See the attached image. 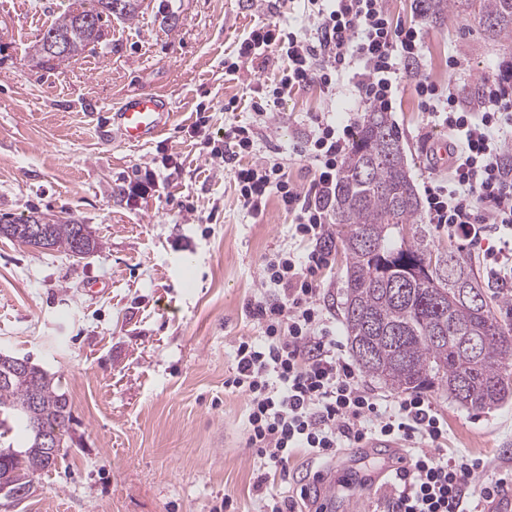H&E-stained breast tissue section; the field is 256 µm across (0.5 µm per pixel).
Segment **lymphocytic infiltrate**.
I'll list each match as a JSON object with an SVG mask.
<instances>
[{
  "mask_svg": "<svg viewBox=\"0 0 512 512\" xmlns=\"http://www.w3.org/2000/svg\"><path fill=\"white\" fill-rule=\"evenodd\" d=\"M309 24L291 30L277 23L252 29L238 49L240 63L276 56L281 72L252 104L253 118L224 126L209 161L233 180L242 209L260 216L269 196L291 215L307 254L288 249L267 255L260 289L246 311L261 337H241L235 369L226 388L248 398L247 445L260 459L254 482L258 512H303L298 502L268 489L270 476L287 480L295 451L320 462L335 460L340 449L386 439L409 451L408 462L393 471L387 512H484L498 490L512 481V466L495 480L473 482L480 460L447 458L441 447L448 430L421 395L393 404L366 391L360 375L337 352L336 324L320 303L318 273L332 253L328 203L347 156L353 127L322 112L293 149L311 163L307 191L288 178L280 159L258 153L259 131L279 105L311 86L327 96L351 88L372 109L394 111L403 79H411L428 126L448 132L447 180L425 189L427 220L446 225L458 237H481L493 226L500 246L486 260L500 283L512 282V166L501 151L512 138V69L483 81L479 111L463 108L453 88L441 89L414 67L426 52L423 34L392 23L384 0H303Z\"/></svg>",
  "mask_w": 512,
  "mask_h": 512,
  "instance_id": "lymphocytic-infiltrate-1",
  "label": "lymphocytic infiltrate"
}]
</instances>
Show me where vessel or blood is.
I'll use <instances>...</instances> for the list:
<instances>
[{"label":"vessel or blood","instance_id":"obj_1","mask_svg":"<svg viewBox=\"0 0 512 512\" xmlns=\"http://www.w3.org/2000/svg\"><path fill=\"white\" fill-rule=\"evenodd\" d=\"M172 116L165 95L134 93L123 99L113 112L111 123L122 143L143 145L160 136L168 127Z\"/></svg>","mask_w":512,"mask_h":512}]
</instances>
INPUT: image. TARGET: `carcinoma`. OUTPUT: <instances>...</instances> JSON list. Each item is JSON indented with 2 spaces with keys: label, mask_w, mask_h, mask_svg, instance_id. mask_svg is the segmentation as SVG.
<instances>
[{
  "label": "carcinoma",
  "mask_w": 512,
  "mask_h": 512,
  "mask_svg": "<svg viewBox=\"0 0 512 512\" xmlns=\"http://www.w3.org/2000/svg\"><path fill=\"white\" fill-rule=\"evenodd\" d=\"M123 2L117 7V2ZM89 9L58 17L33 46L39 63L67 62L102 41L86 26V13L131 17L137 0H93ZM415 9L435 25L448 13L479 20L488 38L512 41V0H416ZM341 227L346 263L343 321L350 349L364 372L398 393L441 385L448 396L475 411L512 396V325L493 311L470 258L428 247L420 225V201L404 161L400 137L388 113L373 110L356 128L352 147L330 201ZM9 239L35 248L82 257L97 249L84 224H43L32 239L26 225L13 224ZM484 296L476 305L459 293L472 287ZM27 433L21 449L6 443L7 420ZM71 405L53 376L34 364L13 373L0 360V478L34 482L66 455L45 447L44 433L63 434Z\"/></svg>",
  "instance_id": "cac0c4a2"
}]
</instances>
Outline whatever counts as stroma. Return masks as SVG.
<instances>
[{"mask_svg":"<svg viewBox=\"0 0 512 512\" xmlns=\"http://www.w3.org/2000/svg\"><path fill=\"white\" fill-rule=\"evenodd\" d=\"M83 0H0V217L30 215L88 225L97 251L78 259L0 238V350L53 373L73 420L67 456L36 479L19 502L0 496V512H256L259 459L247 446V399L226 389L237 343L260 330L245 306L264 257L282 248L307 253L292 237L277 200L263 216L241 207L232 179L206 156L207 137L251 118L256 89L280 66L249 63L227 74L236 45L262 22L298 30L301 0H141L134 17L113 18L94 50L61 64L38 65L42 32ZM393 20L421 30L428 51L422 74L453 86L477 110L483 78L512 64V50L491 41L472 17L436 26L414 0H385ZM458 68H450L449 59ZM136 90L167 95L172 121L153 141L128 146L104 135L106 118ZM237 100V112L225 111ZM209 118L196 128L197 112ZM334 113L360 123L351 94L328 100L310 87L276 106L270 135L292 182L306 187L308 162L292 155L309 117ZM390 118L416 190L446 177L425 151L434 129L422 122L409 84ZM179 165L169 174L166 156ZM152 171L160 194L126 200L122 185ZM193 203L194 214L178 201ZM111 282L103 295L88 293ZM448 428V454L484 463L476 483L512 464V398L473 412L440 387L425 389ZM387 449H342L326 512H375L387 491L374 476Z\"/></svg>","mask_w":512,"mask_h":512,"instance_id":"stroma-1","label":"stroma"}]
</instances>
